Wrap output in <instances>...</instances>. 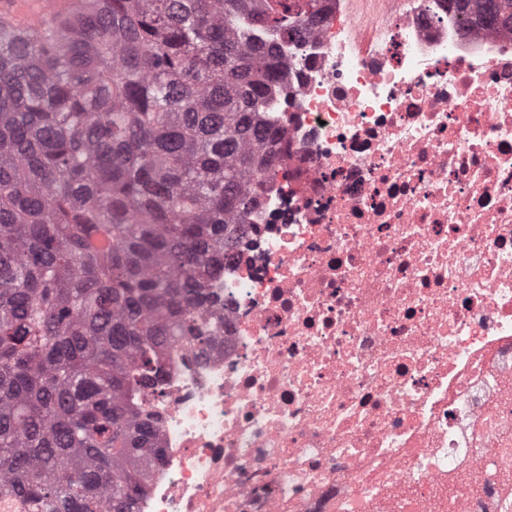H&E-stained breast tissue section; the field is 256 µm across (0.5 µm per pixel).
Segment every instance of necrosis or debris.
<instances>
[{
	"label": "necrosis or debris",
	"mask_w": 512,
	"mask_h": 512,
	"mask_svg": "<svg viewBox=\"0 0 512 512\" xmlns=\"http://www.w3.org/2000/svg\"><path fill=\"white\" fill-rule=\"evenodd\" d=\"M345 0L277 45L222 327L169 348L136 512H512V30Z\"/></svg>",
	"instance_id": "obj_1"
}]
</instances>
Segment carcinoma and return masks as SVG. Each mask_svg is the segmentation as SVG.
<instances>
[{
  "label": "carcinoma",
  "mask_w": 512,
  "mask_h": 512,
  "mask_svg": "<svg viewBox=\"0 0 512 512\" xmlns=\"http://www.w3.org/2000/svg\"><path fill=\"white\" fill-rule=\"evenodd\" d=\"M465 29L512 0H452ZM323 0H74L0 41V500L132 512L152 424L138 397L173 344L218 326L205 288L233 255L278 132L285 63Z\"/></svg>",
  "instance_id": "obj_1"
}]
</instances>
